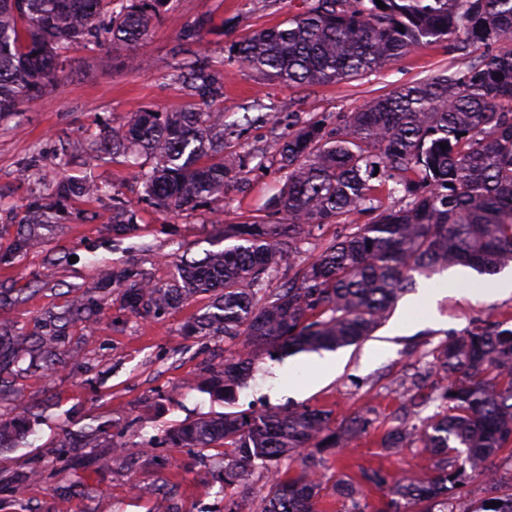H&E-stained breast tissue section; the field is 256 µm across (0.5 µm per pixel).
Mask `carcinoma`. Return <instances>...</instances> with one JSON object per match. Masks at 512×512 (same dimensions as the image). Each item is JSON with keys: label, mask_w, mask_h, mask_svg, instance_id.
Returning <instances> with one entry per match:
<instances>
[{"label": "carcinoma", "mask_w": 512, "mask_h": 512, "mask_svg": "<svg viewBox=\"0 0 512 512\" xmlns=\"http://www.w3.org/2000/svg\"><path fill=\"white\" fill-rule=\"evenodd\" d=\"M381 2L385 7L375 0H307L303 11L252 31L230 49L225 72L246 66L264 80L302 87L356 79L443 39L454 40L456 51L479 43L487 52L464 70L450 67L372 98L337 116L332 127L321 119L288 129L276 147L286 181L269 201L279 220L224 225L226 246L180 259L164 287L112 268L97 282L103 297L112 284H125L124 302L136 315L213 296L193 331L246 342V351L224 359L219 392L226 400L252 374L254 347L281 358L352 345L369 336L401 291L415 287L414 275L455 266L494 275L512 263V0ZM164 6L163 0H0V117L56 88L64 52L74 46L92 50L104 36L132 50L130 69L147 65L136 47ZM167 77L183 85L196 106L137 112L123 131L103 134L91 149L151 162L141 180L161 212L176 216L199 203L220 208L225 188L247 167L246 156L224 150L229 124L216 105L224 72L197 58ZM47 180L51 192L19 225L0 264L40 245L64 202L109 192L95 180ZM384 190L391 207L382 204ZM134 222L130 206L112 204L113 232ZM322 224H344L347 232L266 294L282 262ZM100 311L98 300L78 296L43 319L37 335L0 324V399L21 396L16 379L27 369L69 366L67 330L96 321ZM432 367L446 384L413 406L435 403L438 411L418 425L393 428L381 447L418 443L437 463L429 476L396 484L379 512H435L438 503L455 498L457 484L475 477L497 481L496 459L512 447V321H486L439 345ZM30 418L26 410L0 420V450L27 439ZM368 427L359 415L333 428L320 409H270L205 415L170 427L165 440L174 448H224L219 479L232 491L247 484L255 466L276 467L301 455L298 476L273 471L260 512H321L322 478L313 455L304 452L340 453ZM105 434L99 428L83 435L93 448L108 447L94 458L96 472L110 469L128 447L102 439ZM40 478L38 470L12 477L11 497L22 499ZM387 485V472L369 466L338 480L334 490L352 512H362L366 491ZM494 501L493 508L481 502L469 512H512V486Z\"/></svg>", "instance_id": "cac0c4a2"}]
</instances>
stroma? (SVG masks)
I'll return each instance as SVG.
<instances>
[{"instance_id": "obj_1", "label": "stroma", "mask_w": 512, "mask_h": 512, "mask_svg": "<svg viewBox=\"0 0 512 512\" xmlns=\"http://www.w3.org/2000/svg\"><path fill=\"white\" fill-rule=\"evenodd\" d=\"M303 7L302 0H169L140 48L148 66L128 70L125 50L106 40L92 51L70 49L54 91L0 118V253L10 247L28 205L47 194L42 171L112 187L102 199L67 202L41 246L9 265L0 264V286L18 298L0 306V323L35 332L45 316L93 286L109 267L132 270L159 286L168 284L175 257H202L215 225L267 218L266 203L285 182L274 145L289 124L357 111L375 96L448 67H466L484 52L473 45L468 54L453 53L443 41L359 80L301 88L233 68L224 81L223 101L237 125L225 135L224 145L249 155L250 162L243 178L228 185L217 211L200 206L177 216L162 213L141 200L142 187L123 157L88 154V145L103 131L121 128L133 113L192 105L182 85L166 77L173 63L194 53L221 63L242 37ZM257 98L274 106L276 118L251 109ZM116 196L137 214L134 230L119 242L108 231ZM491 282V276L473 274L469 294L441 295L426 311H410L411 293L399 295L369 338L337 349L339 368L326 371L316 385L309 383L307 370L314 353L280 361L256 355L254 372L229 402L182 387L188 377L223 368L225 357L242 347L240 340L220 333L187 335V324L206 311L210 297H194L161 315L137 316L125 307L123 286H113L97 323L69 329V345L78 350V358L52 374L21 376L22 399L0 404L5 419L19 408H34L39 415L29 446L0 451V478L32 468L44 471L23 502L1 492L0 512H50L60 491L71 494L70 512H227L229 502L212 477L222 449L173 448L161 444L164 431L205 414L302 407L328 411L335 425L356 414L370 421L368 432L353 440L343 456L325 453L320 458L325 512H348L346 501L333 490L341 475L372 465L402 480L432 468L434 460L423 448L411 445L389 454L380 446L381 437L401 422L414 380L428 390L440 386V378L428 370L438 344L512 315V294H487ZM400 319L403 330L393 331ZM101 425L132 443L147 437L158 444L145 454L118 457L110 471L96 473L80 433ZM497 466L498 483L477 478L465 485L456 502L458 512H469L473 504L512 486V454L502 453ZM137 482L153 485L156 495L138 496L133 488Z\"/></svg>"}]
</instances>
